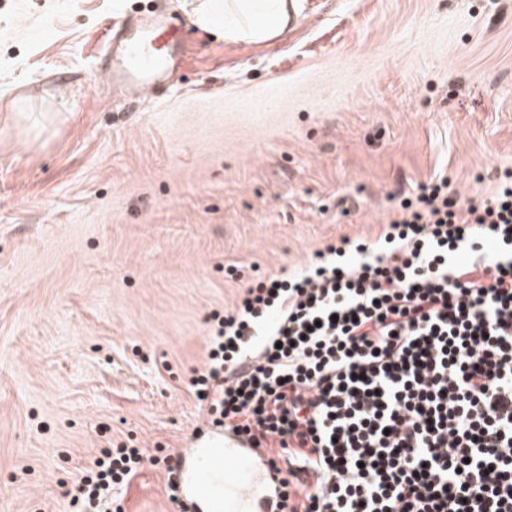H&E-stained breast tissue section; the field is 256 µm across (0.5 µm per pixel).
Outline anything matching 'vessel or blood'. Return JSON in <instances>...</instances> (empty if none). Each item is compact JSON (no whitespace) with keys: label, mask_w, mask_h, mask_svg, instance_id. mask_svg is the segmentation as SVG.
Masks as SVG:
<instances>
[{"label":"vessel or blood","mask_w":512,"mask_h":512,"mask_svg":"<svg viewBox=\"0 0 512 512\" xmlns=\"http://www.w3.org/2000/svg\"><path fill=\"white\" fill-rule=\"evenodd\" d=\"M106 41L102 67L116 86L150 87L181 68L185 33L170 17L118 21ZM172 469L179 512H277L281 475L245 436L199 429L176 452Z\"/></svg>","instance_id":"vessel-or-blood-1"}]
</instances>
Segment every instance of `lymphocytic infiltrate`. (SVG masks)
Listing matches in <instances>:
<instances>
[{
  "label": "lymphocytic infiltrate",
  "mask_w": 512,
  "mask_h": 512,
  "mask_svg": "<svg viewBox=\"0 0 512 512\" xmlns=\"http://www.w3.org/2000/svg\"><path fill=\"white\" fill-rule=\"evenodd\" d=\"M211 318L191 392L287 462L279 512H512L511 172L480 201L435 176ZM169 462L104 439L70 512H124Z\"/></svg>",
  "instance_id": "obj_1"
}]
</instances>
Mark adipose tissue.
Instances as JSON below:
<instances>
[{"label": "adipose tissue", "mask_w": 512, "mask_h": 512, "mask_svg": "<svg viewBox=\"0 0 512 512\" xmlns=\"http://www.w3.org/2000/svg\"><path fill=\"white\" fill-rule=\"evenodd\" d=\"M192 13L201 29H217L230 39L264 43L297 21L301 5L299 0H196Z\"/></svg>", "instance_id": "obj_1"}]
</instances>
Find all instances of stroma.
I'll list each match as a JSON object with an SVG mask.
<instances>
[{
	"label": "stroma",
	"instance_id": "35a3bbf8",
	"mask_svg": "<svg viewBox=\"0 0 512 512\" xmlns=\"http://www.w3.org/2000/svg\"><path fill=\"white\" fill-rule=\"evenodd\" d=\"M146 14L185 25L184 66L113 94L94 60ZM507 170L512 0H302L258 44L183 0H0V512H67L102 435L182 447L206 319L256 276ZM121 504L177 512L150 465Z\"/></svg>",
	"mask_w": 512,
	"mask_h": 512
}]
</instances>
